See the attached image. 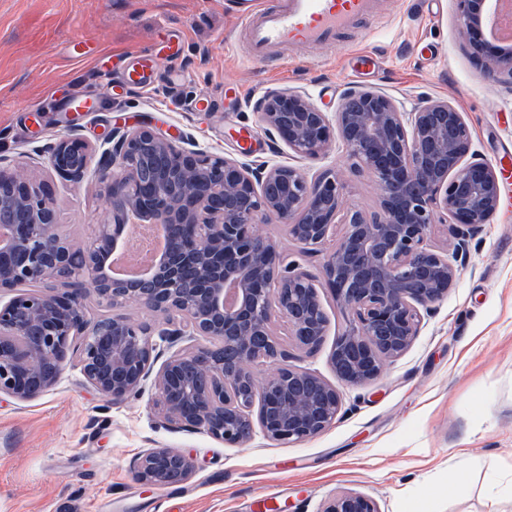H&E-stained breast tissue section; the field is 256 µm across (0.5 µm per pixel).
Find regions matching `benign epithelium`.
<instances>
[{
    "instance_id": "benign-epithelium-1",
    "label": "benign epithelium",
    "mask_w": 512,
    "mask_h": 512,
    "mask_svg": "<svg viewBox=\"0 0 512 512\" xmlns=\"http://www.w3.org/2000/svg\"><path fill=\"white\" fill-rule=\"evenodd\" d=\"M492 0H457V37L480 74L512 87V50L483 38ZM260 119L294 156L313 163L333 141L346 147L347 170L376 182L374 211L344 205L346 180L334 168L247 163L209 152L153 128L112 129L109 161L98 172L107 218L96 237L76 244L58 231L52 201L20 173L0 168V394L25 402L56 384L74 348L86 382L119 404L151 382L163 423L243 448L256 432L283 442L323 433L343 405L338 386L303 368L273 331L287 319L295 349L313 351L330 319L320 291L346 319L330 363L338 381L361 386L406 353L456 282L459 259L496 213V170L473 149L470 128L447 99L404 111L380 89L347 86L329 116L297 89H272ZM90 148L62 138L47 165L79 181ZM449 215L451 254L430 244V229ZM271 219L306 253L344 232L316 277L288 261L261 230ZM164 226L154 271L116 277L106 256L125 245L115 228ZM60 282L67 289L55 290ZM85 282L110 314L91 320ZM154 316L138 321L128 309ZM168 354L159 361L162 354ZM279 368L260 378L257 367ZM136 480L165 487L186 481L191 459L150 448L133 463ZM319 512H380L368 495L340 490Z\"/></svg>"
}]
</instances>
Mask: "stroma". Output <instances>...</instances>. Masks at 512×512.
I'll use <instances>...</instances> for the list:
<instances>
[{"instance_id":"35a3bbf8","label":"stroma","mask_w":512,"mask_h":512,"mask_svg":"<svg viewBox=\"0 0 512 512\" xmlns=\"http://www.w3.org/2000/svg\"><path fill=\"white\" fill-rule=\"evenodd\" d=\"M241 0H0V163L26 168L54 201L59 230L95 238L107 212L98 183L113 127L148 124L243 162L294 163L256 102L297 87L335 112L350 85L377 87L413 109L450 100L475 149L497 169L498 211L473 240L455 285L412 347L379 379L343 386V407L321 435L284 444L256 435L246 448L159 422L151 391L115 405L69 356L57 383L27 402L0 395V512H318L340 489L381 512H512L489 479L512 482V89L485 80L459 44L456 0H383L350 47H301L251 62L239 36ZM181 40L176 61L148 87L125 74L143 49ZM239 90L225 98L227 88ZM90 99L72 112V99ZM66 137L91 145L81 181L38 152ZM289 259L319 274L337 243L301 253L283 224H264ZM187 454L192 477L140 484L144 450Z\"/></svg>"}]
</instances>
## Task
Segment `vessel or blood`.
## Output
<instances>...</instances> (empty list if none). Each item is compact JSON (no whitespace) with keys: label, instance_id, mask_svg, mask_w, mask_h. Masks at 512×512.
I'll return each mask as SVG.
<instances>
[{"label":"vessel or blood","instance_id":"vessel-or-blood-1","mask_svg":"<svg viewBox=\"0 0 512 512\" xmlns=\"http://www.w3.org/2000/svg\"><path fill=\"white\" fill-rule=\"evenodd\" d=\"M378 0H284L281 7H248L242 32L252 62L267 63L289 49L335 44L339 33L377 16Z\"/></svg>","mask_w":512,"mask_h":512}]
</instances>
